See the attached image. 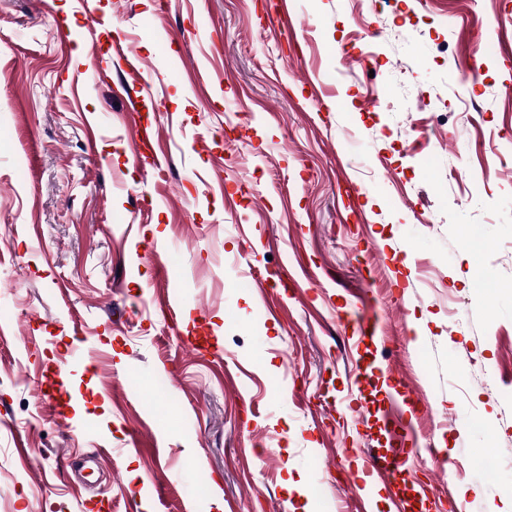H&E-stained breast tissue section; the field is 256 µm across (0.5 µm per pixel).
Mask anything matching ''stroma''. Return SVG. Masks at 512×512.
<instances>
[{"label": "stroma", "mask_w": 512, "mask_h": 512, "mask_svg": "<svg viewBox=\"0 0 512 512\" xmlns=\"http://www.w3.org/2000/svg\"><path fill=\"white\" fill-rule=\"evenodd\" d=\"M274 2L0 0V512H512V0ZM115 55L124 63V71L132 76L135 84L141 87L148 85V80L145 79V65L143 60L137 56L130 47L123 40L116 43L114 47ZM409 463V453L405 457L395 458L391 463L376 461L375 458L365 460L363 473L367 478L380 481H388L393 473L399 468H405Z\"/></svg>", "instance_id": "stroma-1"}]
</instances>
